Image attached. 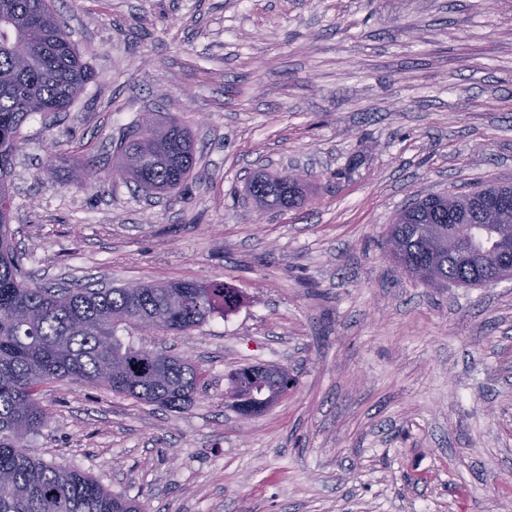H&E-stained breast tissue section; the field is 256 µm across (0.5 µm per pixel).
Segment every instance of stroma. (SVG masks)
Returning a JSON list of instances; mask_svg holds the SVG:
<instances>
[{
  "mask_svg": "<svg viewBox=\"0 0 512 512\" xmlns=\"http://www.w3.org/2000/svg\"><path fill=\"white\" fill-rule=\"evenodd\" d=\"M95 79L13 157L33 283L218 280L241 305L138 333L205 371L177 412L77 380L43 387L25 451L145 512H512V279L433 288L384 248L431 193L512 182V0H55ZM199 160L167 197L110 178L141 117ZM306 163L304 203L256 221L245 181ZM107 175L85 183L81 163ZM287 367L243 420L226 376Z\"/></svg>",
  "mask_w": 512,
  "mask_h": 512,
  "instance_id": "1",
  "label": "stroma"
}]
</instances>
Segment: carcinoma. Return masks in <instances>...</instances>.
Listing matches in <instances>:
<instances>
[{"instance_id":"cac0c4a2","label":"carcinoma","mask_w":512,"mask_h":512,"mask_svg":"<svg viewBox=\"0 0 512 512\" xmlns=\"http://www.w3.org/2000/svg\"><path fill=\"white\" fill-rule=\"evenodd\" d=\"M93 78L53 0H0V512H142L138 502L110 493L92 477L26 454L22 439L47 421L39 387L80 380L145 404L188 409L205 371L125 336L186 335L241 303L238 289L217 280L52 288L25 279L10 229V174L20 131L34 115L69 110ZM195 164L190 131L175 119L161 124L147 114L110 177L170 194ZM502 188L492 183L479 186V195H457L458 208L451 211L446 195L416 200L389 227L390 257L428 285L512 278L487 252L498 229L483 222L476 202ZM248 191L261 206L285 210L302 203L305 184L260 173ZM279 376L280 370L263 365L230 372V406L241 412L258 405L264 387L287 391Z\"/></svg>"}]
</instances>
